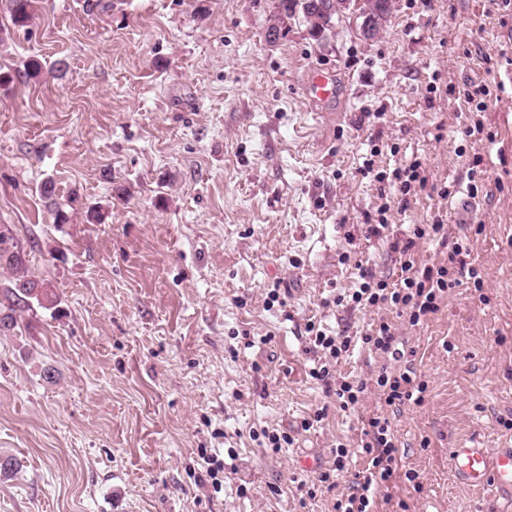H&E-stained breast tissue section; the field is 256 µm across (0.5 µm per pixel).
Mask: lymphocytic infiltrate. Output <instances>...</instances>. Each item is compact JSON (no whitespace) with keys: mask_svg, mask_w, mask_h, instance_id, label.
I'll return each mask as SVG.
<instances>
[{"mask_svg":"<svg viewBox=\"0 0 512 512\" xmlns=\"http://www.w3.org/2000/svg\"><path fill=\"white\" fill-rule=\"evenodd\" d=\"M443 224L415 225L411 235L404 241L392 242L393 250L403 258L400 281L391 285L375 278L366 268H359L356 286L351 301L356 305L375 306L390 304L399 315L408 318L411 324H419L436 314L438 302L449 289L460 285L463 276L469 272L459 248H451L448 262L438 266H420L415 251L420 240L447 239ZM315 351L328 353V361L312 368L311 375L330 387L341 410H349L359 404L370 385L361 378L334 383L330 362L343 353L349 352L353 340L348 336H329L321 330H314L311 338ZM365 348L382 358L383 363L376 378L377 387L387 405H401L407 402L421 404L424 400V384L418 383L412 363L414 352L406 341L397 335L394 323L383 321L372 333L362 336ZM360 455L366 466L354 476L348 494L333 504L334 512H377L378 495L382 486L393 476L397 466L396 439L387 419L369 418L361 431L355 449L338 444L330 469L322 471L317 480L320 484L335 488L338 476L345 471L350 454Z\"/></svg>","mask_w":512,"mask_h":512,"instance_id":"f902f5d3","label":"lymphocytic infiltrate"}]
</instances>
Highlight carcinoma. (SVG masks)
I'll return each mask as SVG.
<instances>
[{
    "label": "carcinoma",
    "instance_id": "obj_1",
    "mask_svg": "<svg viewBox=\"0 0 512 512\" xmlns=\"http://www.w3.org/2000/svg\"><path fill=\"white\" fill-rule=\"evenodd\" d=\"M8 10L14 25L26 26L31 20L33 0H7ZM332 0H279L278 14L275 23L270 26L274 36H279L282 24L292 17L296 11H302L310 25L312 34L321 36L332 23L335 13L330 11ZM390 10V0H366L365 11L373 23L374 29H379ZM21 246L10 230H0V270L12 275L13 289L8 303L0 302V335L6 336L17 327L16 312L30 306L32 297L29 296L31 287L40 282L33 271L29 269L28 259L19 255Z\"/></svg>",
    "mask_w": 512,
    "mask_h": 512
}]
</instances>
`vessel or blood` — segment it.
Here are the masks:
<instances>
[{"instance_id":"vessel-or-blood-1","label":"vessel or blood","mask_w":512,"mask_h":512,"mask_svg":"<svg viewBox=\"0 0 512 512\" xmlns=\"http://www.w3.org/2000/svg\"><path fill=\"white\" fill-rule=\"evenodd\" d=\"M311 100L326 101L334 95L331 78L321 71L307 77ZM452 471L463 485L481 490L493 488L500 494L512 495V448L488 451L484 448L460 447L450 451Z\"/></svg>"}]
</instances>
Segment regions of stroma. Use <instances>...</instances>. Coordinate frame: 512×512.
Here are the masks:
<instances>
[{"instance_id": "stroma-1", "label": "stroma", "mask_w": 512, "mask_h": 512, "mask_svg": "<svg viewBox=\"0 0 512 512\" xmlns=\"http://www.w3.org/2000/svg\"><path fill=\"white\" fill-rule=\"evenodd\" d=\"M277 7L34 0L20 28L0 2V225L60 300L0 335V461L18 462L0 512H332L349 478L313 499L298 484L376 414L397 438L390 512H512L449 464L462 444L512 445V4L391 0L370 40L359 12L320 37L298 12L272 43ZM313 68L336 86L315 112ZM478 84L482 112L464 100ZM474 121L483 135L462 138ZM416 160L428 186L398 208L391 173ZM385 203L389 228L366 237ZM438 220L482 286L416 326L345 302L358 267L398 283L393 237ZM383 319L424 400L384 406L381 360L357 351L332 369L371 387L342 411L309 375L306 327L356 339ZM272 432L292 444L271 453Z\"/></svg>"}]
</instances>
